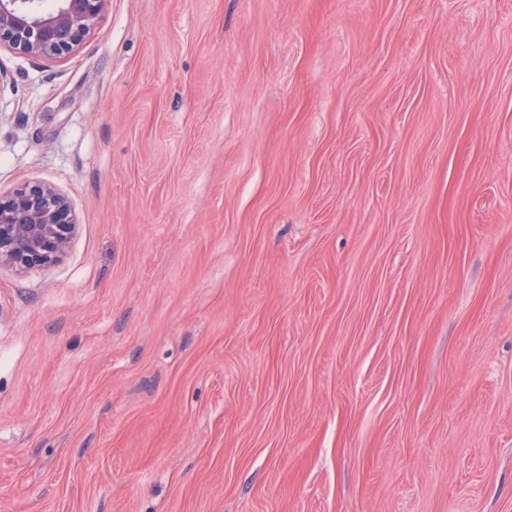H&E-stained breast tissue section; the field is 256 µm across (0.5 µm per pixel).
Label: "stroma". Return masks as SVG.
Here are the masks:
<instances>
[{"label": "stroma", "mask_w": 512, "mask_h": 512, "mask_svg": "<svg viewBox=\"0 0 512 512\" xmlns=\"http://www.w3.org/2000/svg\"><path fill=\"white\" fill-rule=\"evenodd\" d=\"M0 512H512V0H111L0 48ZM76 224L68 202L44 183L26 184L0 198V265L24 271L55 261Z\"/></svg>", "instance_id": "stroma-1"}]
</instances>
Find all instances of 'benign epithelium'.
<instances>
[{
    "label": "benign epithelium",
    "instance_id": "benign-epithelium-1",
    "mask_svg": "<svg viewBox=\"0 0 512 512\" xmlns=\"http://www.w3.org/2000/svg\"><path fill=\"white\" fill-rule=\"evenodd\" d=\"M110 0H0V46L31 57L73 53L106 13ZM76 224L68 202L44 183L26 184L0 198V265L24 271L55 261Z\"/></svg>",
    "mask_w": 512,
    "mask_h": 512
}]
</instances>
